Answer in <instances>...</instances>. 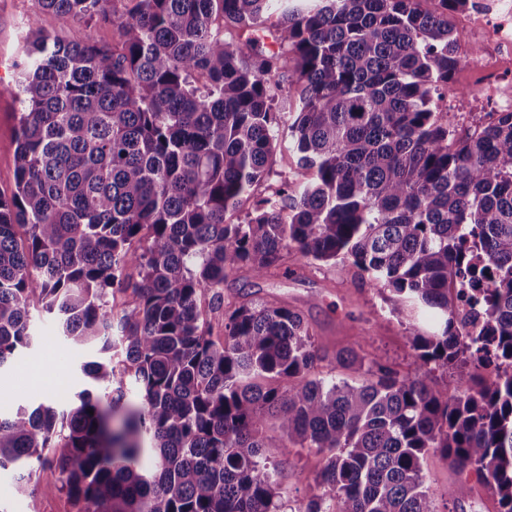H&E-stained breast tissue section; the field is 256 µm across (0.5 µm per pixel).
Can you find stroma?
Listing matches in <instances>:
<instances>
[{
	"label": "stroma",
	"mask_w": 512,
	"mask_h": 512,
	"mask_svg": "<svg viewBox=\"0 0 512 512\" xmlns=\"http://www.w3.org/2000/svg\"><path fill=\"white\" fill-rule=\"evenodd\" d=\"M40 29L63 41L79 35L108 44L115 35L112 23H84L47 13L37 0H0V195L5 197L15 188L14 154L21 110L15 95L14 64L27 39ZM386 295L381 283L360 278L348 263L313 261L295 252L288 256L287 270L260 278L241 270L224 283L225 307L244 300L288 306L303 314L324 350L334 353L351 348L399 374L420 373L407 330L417 314L407 307L392 312ZM32 328L37 344L16 363L0 369L1 411L11 409L17 395L31 391L51 397L58 386L70 383L66 373L70 351L58 337L56 321L36 308L32 311ZM323 464V455L316 451L294 445L285 448L276 471L283 512H293L307 502ZM422 475L436 512H493L491 499L485 494L459 502L449 500L448 489L458 476L439 454L425 457ZM58 477L54 466H35V495L19 496L12 473L2 470L0 504L8 512H73L67 497L56 490Z\"/></svg>",
	"instance_id": "stroma-1"
}]
</instances>
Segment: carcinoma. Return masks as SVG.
<instances>
[{"label":"carcinoma","instance_id":"cac0c4a2","mask_svg":"<svg viewBox=\"0 0 512 512\" xmlns=\"http://www.w3.org/2000/svg\"><path fill=\"white\" fill-rule=\"evenodd\" d=\"M105 2L38 0L79 20ZM118 2L112 45L43 32L15 64L0 368L36 343L37 302L98 354L81 366L98 394L0 412V470L27 495L56 449L76 512H281L271 466L295 443L326 456L297 512H327L328 495L336 512H435L434 451L463 475L449 497L473 496V473L512 512V112L457 140L434 103L455 91L449 16L469 0ZM282 143L311 178L254 196ZM291 249L427 313L408 326L416 362L461 369L459 390L331 357L286 306L224 310L232 272L264 276ZM460 277L483 304L474 335ZM324 361L365 378L313 376Z\"/></svg>","mask_w":512,"mask_h":512}]
</instances>
